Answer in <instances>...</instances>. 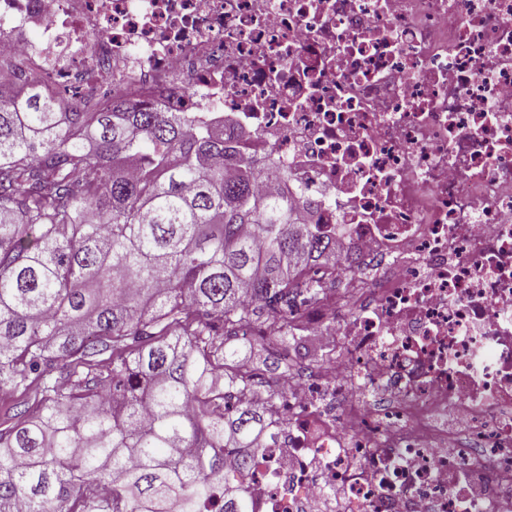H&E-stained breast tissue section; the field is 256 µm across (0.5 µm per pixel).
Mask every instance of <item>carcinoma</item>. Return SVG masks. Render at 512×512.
Returning <instances> with one entry per match:
<instances>
[{
	"label": "carcinoma",
	"mask_w": 512,
	"mask_h": 512,
	"mask_svg": "<svg viewBox=\"0 0 512 512\" xmlns=\"http://www.w3.org/2000/svg\"><path fill=\"white\" fill-rule=\"evenodd\" d=\"M257 174L177 112L0 95V389L27 397L0 512H252L224 457L253 464L283 393L247 335L297 336L363 264Z\"/></svg>",
	"instance_id": "obj_1"
}]
</instances>
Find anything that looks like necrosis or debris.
Segmentation results:
<instances>
[{"instance_id":"1","label":"necrosis or debris","mask_w":512,"mask_h":512,"mask_svg":"<svg viewBox=\"0 0 512 512\" xmlns=\"http://www.w3.org/2000/svg\"><path fill=\"white\" fill-rule=\"evenodd\" d=\"M223 125L390 268L243 471L253 512H512V0H0V78Z\"/></svg>"}]
</instances>
